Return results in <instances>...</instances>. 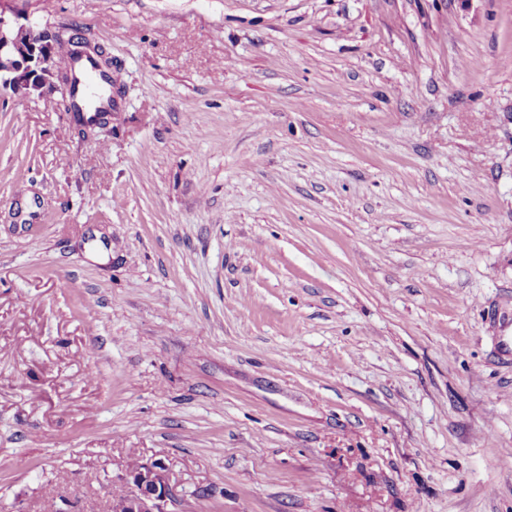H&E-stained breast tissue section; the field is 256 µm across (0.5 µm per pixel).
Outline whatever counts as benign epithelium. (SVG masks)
Segmentation results:
<instances>
[{"label":"benign epithelium","instance_id":"1","mask_svg":"<svg viewBox=\"0 0 512 512\" xmlns=\"http://www.w3.org/2000/svg\"><path fill=\"white\" fill-rule=\"evenodd\" d=\"M20 13L10 0H0V90L28 98L40 96L47 87L60 91L65 85L56 54L44 35L19 22ZM124 491L112 512H171L177 492L160 463L140 462L121 477Z\"/></svg>","mask_w":512,"mask_h":512}]
</instances>
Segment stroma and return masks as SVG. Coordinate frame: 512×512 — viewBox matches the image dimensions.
<instances>
[{
	"instance_id": "stroma-1",
	"label": "stroma",
	"mask_w": 512,
	"mask_h": 512,
	"mask_svg": "<svg viewBox=\"0 0 512 512\" xmlns=\"http://www.w3.org/2000/svg\"><path fill=\"white\" fill-rule=\"evenodd\" d=\"M121 92L0 93V512H512V0H24ZM121 482L124 491L112 505L113 512H175L168 504L175 503L177 492L161 463L138 462L127 467Z\"/></svg>"
}]
</instances>
